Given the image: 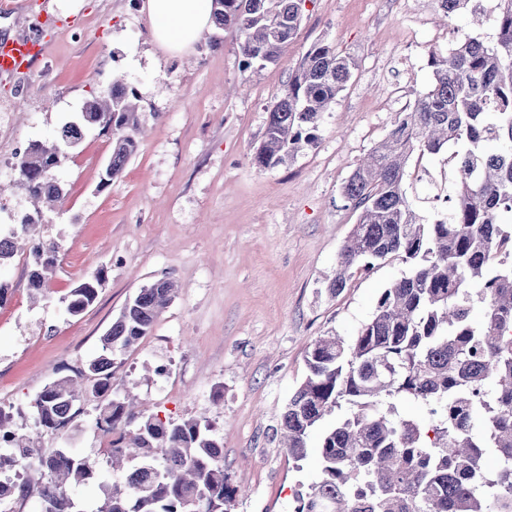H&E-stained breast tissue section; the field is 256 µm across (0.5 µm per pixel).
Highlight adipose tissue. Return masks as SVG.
I'll list each match as a JSON object with an SVG mask.
<instances>
[{
  "mask_svg": "<svg viewBox=\"0 0 512 512\" xmlns=\"http://www.w3.org/2000/svg\"><path fill=\"white\" fill-rule=\"evenodd\" d=\"M155 40L170 51H183L213 20V0H147Z\"/></svg>",
  "mask_w": 512,
  "mask_h": 512,
  "instance_id": "obj_1",
  "label": "adipose tissue"
}]
</instances>
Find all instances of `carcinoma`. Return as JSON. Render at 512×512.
Segmentation results:
<instances>
[{"instance_id": "1", "label": "carcinoma", "mask_w": 512, "mask_h": 512, "mask_svg": "<svg viewBox=\"0 0 512 512\" xmlns=\"http://www.w3.org/2000/svg\"><path fill=\"white\" fill-rule=\"evenodd\" d=\"M305 0H214L219 25L243 36L246 66L275 63L294 38ZM491 43L461 38L443 54L429 50L432 83L410 111L357 164L341 193L358 213L327 290L347 287L350 270L399 260L408 273L380 295L372 317L347 342L314 341L307 376L288 400L281 435L288 454L307 457L320 432L319 479L299 495L297 512H512V0H497ZM353 64L325 43H313L269 109L254 164L284 165L313 143L325 112L352 77ZM81 123L65 125L51 143H35L15 166L16 184L38 204L34 215L62 198L50 176L81 127L112 134V157L101 186H112L139 148L138 94L120 77L98 79ZM453 144L457 149L446 151ZM448 152L458 171L433 196V215L421 214L404 188L406 167ZM59 245L41 241L29 274L41 292L56 267ZM102 274L64 298L80 315L97 296ZM177 293L159 280L129 297L101 338L99 354L80 383L63 377L34 400L37 433L12 427L0 410V462L18 468L0 479V503L32 492L39 475L40 512H85L71 491L88 482L94 464L70 448L40 447V433L66 427L77 403L112 398L96 421L119 432L112 441L113 480L102 485L95 512H229L237 490L224 472V448L206 420L145 417L112 387L118 356L149 335ZM484 304L476 323L474 302ZM403 399L432 405L438 419L396 417ZM349 413L328 424L342 407ZM493 454L498 469L487 471Z\"/></svg>"}]
</instances>
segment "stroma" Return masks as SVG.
Wrapping results in <instances>:
<instances>
[{"label": "stroma", "mask_w": 512, "mask_h": 512, "mask_svg": "<svg viewBox=\"0 0 512 512\" xmlns=\"http://www.w3.org/2000/svg\"><path fill=\"white\" fill-rule=\"evenodd\" d=\"M0 0V37L40 33L42 58L23 76L0 75V225L30 209L13 187L17 149L55 139L77 121L102 76L121 75L140 97L138 152L110 187L101 180L112 136L85 129L53 172L64 189L42 218L60 245L42 293L29 286L32 259L18 248L0 266L12 295L0 307V406L34 426L31 402L59 377H80L126 300L173 279L175 299L115 364L113 383L145 414L202 417L224 443V470L240 494L230 512H295L318 476V439L294 461L281 416L307 374L305 355L323 336L352 339L383 290L406 271L388 260L330 294L340 249L356 222L341 186L393 125V100L427 91V50H448L447 32L491 41L496 0H469L441 21L436 0H307L301 25L277 64L244 69L241 38L211 26L192 49L172 54L152 37L144 0ZM327 41L356 67L324 114L314 144L284 165L257 169L268 109L310 44ZM103 273L94 303L65 314L63 299ZM96 405L45 435L96 464L79 488L88 507L110 481L99 453Z\"/></svg>", "instance_id": "1"}]
</instances>
